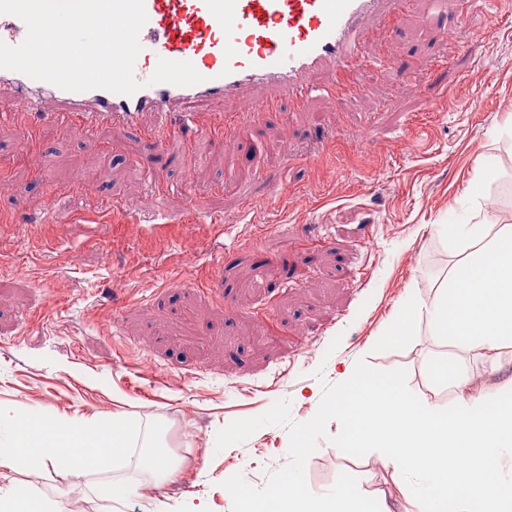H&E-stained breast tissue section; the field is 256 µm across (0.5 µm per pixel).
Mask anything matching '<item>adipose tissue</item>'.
Here are the masks:
<instances>
[{
    "label": "adipose tissue",
    "instance_id": "adipose-tissue-1",
    "mask_svg": "<svg viewBox=\"0 0 512 512\" xmlns=\"http://www.w3.org/2000/svg\"><path fill=\"white\" fill-rule=\"evenodd\" d=\"M437 233L457 261L431 299L409 290L377 343L394 346L427 321L431 335L460 351L456 357L432 355L425 363L428 379L449 393L448 404L418 397L403 375L349 369L288 454L307 462L314 453L310 435L331 420L341 427L340 447L378 450L379 465L399 481L402 493L410 491L408 479L419 480L417 512H512V373L501 354L512 345V224L482 216L472 224L438 225ZM470 354L482 359L490 385H475L466 364ZM5 424L10 437L0 440V468L62 470L90 488L99 512H120L138 493L141 485L129 473H177L173 457L150 440H138L137 430L120 416L108 423L92 418L46 424L18 412ZM240 493L246 512H365L363 497L349 483L320 494L289 473L268 496L246 487ZM0 512L57 509L22 481L0 485Z\"/></svg>",
    "mask_w": 512,
    "mask_h": 512
}]
</instances>
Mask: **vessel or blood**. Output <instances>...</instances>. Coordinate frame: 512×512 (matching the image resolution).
Masks as SVG:
<instances>
[{
    "instance_id": "1",
    "label": "vessel or blood",
    "mask_w": 512,
    "mask_h": 512,
    "mask_svg": "<svg viewBox=\"0 0 512 512\" xmlns=\"http://www.w3.org/2000/svg\"><path fill=\"white\" fill-rule=\"evenodd\" d=\"M415 0H144L147 22L131 95L105 89L70 91L14 70L0 69V123L35 138L52 125L88 135L121 123L158 146L200 129L221 143L233 129L319 95L327 102L350 94L368 46L384 49L396 18ZM27 34L16 16L0 14V42L20 45ZM188 61L203 75L192 86L151 83L159 60ZM335 65L336 80L316 86L313 75ZM256 91L250 109L231 106L244 90ZM223 103L201 117L198 101ZM151 123H142L143 114Z\"/></svg>"
}]
</instances>
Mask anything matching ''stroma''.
I'll return each mask as SVG.
<instances>
[{
    "instance_id": "obj_1",
    "label": "stroma",
    "mask_w": 512,
    "mask_h": 512,
    "mask_svg": "<svg viewBox=\"0 0 512 512\" xmlns=\"http://www.w3.org/2000/svg\"><path fill=\"white\" fill-rule=\"evenodd\" d=\"M455 24L451 9L401 15L389 55L366 51L365 74L382 78H359L344 110L316 97L224 143L199 137L186 200L147 189L151 173L181 185V141L160 149L117 126L88 138L47 126L38 182L20 162L29 140L0 126V212L14 218L0 224V412L151 423L178 475L160 478L153 505L134 496L123 512H241L233 486L277 488L343 367L403 373L414 394L447 402L424 372L447 348L427 322L397 346L375 342L408 289L430 296L455 261L436 225L467 223L478 206L512 217L500 199L512 188V0H475L452 40ZM488 159L500 176L476 206L467 189ZM52 193L69 221L51 222ZM102 196L146 214L165 246H150L142 224L113 238ZM198 270L208 279L186 285ZM339 433L328 421L311 435L299 478L319 493L349 478L375 508L398 495ZM14 481L36 484L59 512L76 508L61 472L0 469V483Z\"/></svg>"
}]
</instances>
